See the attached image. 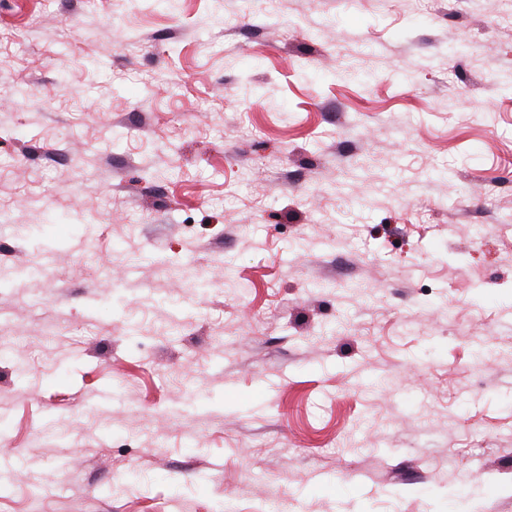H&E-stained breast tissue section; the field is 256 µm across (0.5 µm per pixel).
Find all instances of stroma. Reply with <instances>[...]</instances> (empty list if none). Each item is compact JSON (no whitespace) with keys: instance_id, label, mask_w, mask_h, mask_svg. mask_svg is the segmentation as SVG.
<instances>
[{"instance_id":"obj_1","label":"stroma","mask_w":512,"mask_h":512,"mask_svg":"<svg viewBox=\"0 0 512 512\" xmlns=\"http://www.w3.org/2000/svg\"><path fill=\"white\" fill-rule=\"evenodd\" d=\"M510 9L0 0V512H512Z\"/></svg>"}]
</instances>
